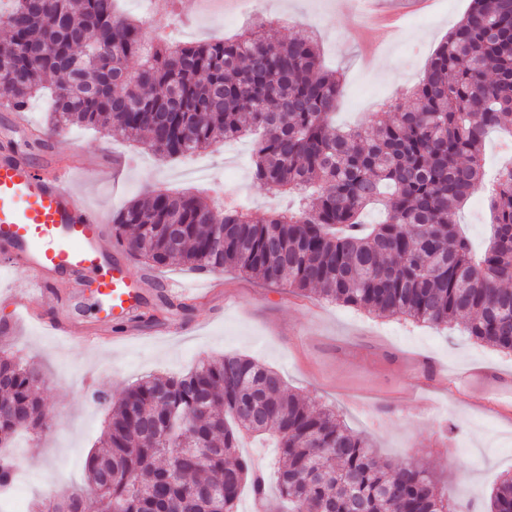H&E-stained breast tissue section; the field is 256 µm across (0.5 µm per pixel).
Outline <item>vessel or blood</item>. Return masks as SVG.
<instances>
[{"label": "vessel or blood", "instance_id": "obj_1", "mask_svg": "<svg viewBox=\"0 0 512 512\" xmlns=\"http://www.w3.org/2000/svg\"><path fill=\"white\" fill-rule=\"evenodd\" d=\"M418 7L417 0L365 3L368 13L387 20ZM68 174L59 167L49 176L31 164L0 156V244L9 246L10 263L22 266L43 294H54L61 278H69L76 287L88 278L95 282L104 308L116 316L133 314L143 303L150 280L131 279L122 264L104 262L106 226L69 187ZM45 326L52 335L77 337L92 348L112 333L110 324L89 330L67 313Z\"/></svg>", "mask_w": 512, "mask_h": 512}]
</instances>
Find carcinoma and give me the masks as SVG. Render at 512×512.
<instances>
[{"label":"carcinoma","instance_id":"cac0c4a2","mask_svg":"<svg viewBox=\"0 0 512 512\" xmlns=\"http://www.w3.org/2000/svg\"><path fill=\"white\" fill-rule=\"evenodd\" d=\"M0 27V100L24 108L55 78L52 131L116 129L177 159L222 139L251 138L252 179L305 192L296 211L263 220L236 203L151 192L112 218L135 258L200 273L238 270L269 287L431 326L467 318L468 335L512 352V167L488 200L493 229L476 253L456 215L483 181L490 131L512 130V0H471L428 60L397 116L375 113L345 130L332 114L340 76L301 31L271 41L260 24L233 38L146 45L142 24L115 0H9ZM384 207V220L364 213ZM40 371L0 351V492L19 468L8 452L45 425ZM275 438L277 489L287 512H452L446 486L417 463L376 458L336 413L314 410L257 360L207 357L181 376L148 377L109 407L87 486L51 494L32 512H237L265 470L240 453ZM99 490L89 503V487ZM512 512V475L491 494Z\"/></svg>","mask_w":512,"mask_h":512}]
</instances>
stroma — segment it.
<instances>
[{"instance_id": "stroma-1", "label": "stroma", "mask_w": 512, "mask_h": 512, "mask_svg": "<svg viewBox=\"0 0 512 512\" xmlns=\"http://www.w3.org/2000/svg\"><path fill=\"white\" fill-rule=\"evenodd\" d=\"M121 0L123 12L156 21L148 40L164 36L201 42L231 35L252 18L274 21L271 36L285 39L297 30L315 31L326 67L342 74L336 107L338 126L367 123L378 102H404L428 58L467 13L470 0H434L393 28L364 16L357 0H226L211 13L200 0ZM48 96L32 99L22 114L0 111V149L16 151L35 165L95 162L102 179L73 186L105 218L157 188L191 189L204 196L229 185L254 219L296 206V195L280 196L251 178V147L217 141L193 160L165 159L107 133L74 126L67 137L51 133ZM23 119L43 131L41 145L27 149L14 126ZM457 220L475 249L490 235L483 194H474ZM107 253L127 263L130 277L151 275L156 286L145 311L132 318L138 340L113 344L106 352L62 343L40 325L16 319L13 306L0 302V329L8 328V351L40 370L47 429L36 439L18 437L14 452L23 459L26 484L20 495L32 502L46 489L86 483L85 460L106 428L105 404L98 395L120 397L150 374L179 375L201 357L237 353L278 370L290 390L315 408L334 409L354 432L367 434L380 459L429 467L447 486L455 512H488L490 493L512 474V408L494 403L495 394L474 387L448 388L446 374L469 366L486 370L498 385L512 387V353L481 345L466 334L463 320L436 329L325 303L288 287L268 288L228 270L213 276L174 264L160 271L121 250L114 233ZM192 286L190 296L175 286ZM70 306L84 325L98 326L104 313L91 285L59 288L54 299L38 298L37 308L52 316ZM429 381L427 396L416 397L417 382Z\"/></svg>"}]
</instances>
